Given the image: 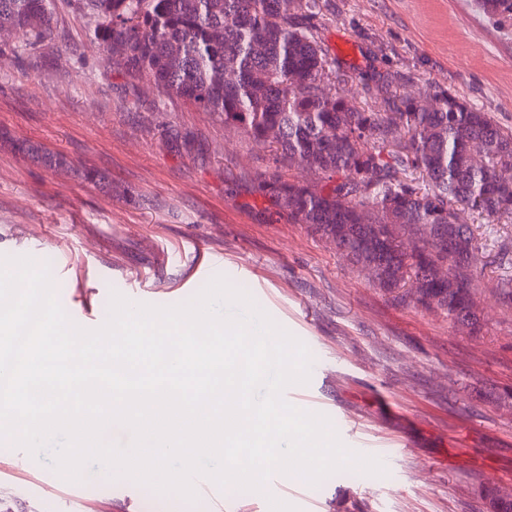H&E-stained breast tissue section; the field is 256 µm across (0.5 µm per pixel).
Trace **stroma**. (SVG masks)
Masks as SVG:
<instances>
[{
  "mask_svg": "<svg viewBox=\"0 0 512 512\" xmlns=\"http://www.w3.org/2000/svg\"><path fill=\"white\" fill-rule=\"evenodd\" d=\"M42 44L0 33V257L51 256L59 300L103 324L112 293L141 287L180 305L200 253L223 257L233 286L296 338L312 337L327 377L318 403L341 442L395 441L385 473L336 472L303 484L286 503L305 512H493L512 500V223L464 214L478 240L471 294L478 322L390 292L309 225L273 214L259 181L317 183L269 146L210 113L160 94L108 64L93 21L74 0H54ZM314 33L335 61V90L374 106L390 92L445 89L512 129V26L472 0H320ZM66 157L49 167L18 149ZM97 171L101 182L84 178ZM100 512H210L208 502L146 486L125 498L100 489ZM15 512H68L22 479L0 484Z\"/></svg>",
  "mask_w": 512,
  "mask_h": 512,
  "instance_id": "1",
  "label": "stroma"
}]
</instances>
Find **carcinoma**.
Masks as SVG:
<instances>
[{"label": "carcinoma", "instance_id": "1", "mask_svg": "<svg viewBox=\"0 0 512 512\" xmlns=\"http://www.w3.org/2000/svg\"><path fill=\"white\" fill-rule=\"evenodd\" d=\"M477 4L512 20V0ZM52 6L0 0V31L24 46L41 43ZM77 7L93 18L109 63L321 175V185L258 184L289 220L375 265L376 283L388 291L414 273L422 279L418 302L476 325V237L458 213L512 219V180H503L512 173V131L450 91L388 93L370 110L330 94L328 54L311 25L319 0H77ZM400 229L414 236L411 247L398 240ZM440 262L454 280L435 276Z\"/></svg>", "mask_w": 512, "mask_h": 512}]
</instances>
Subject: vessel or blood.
Here are the masks:
<instances>
[{
    "label": "vessel or blood",
    "mask_w": 512,
    "mask_h": 512,
    "mask_svg": "<svg viewBox=\"0 0 512 512\" xmlns=\"http://www.w3.org/2000/svg\"><path fill=\"white\" fill-rule=\"evenodd\" d=\"M6 456L8 463L0 467V483L19 476H29L30 482L38 494H52L71 501L75 505V512H96L97 496L90 489L92 483L109 484L114 492L120 494L130 491L127 481L121 478L110 480L103 475L89 474L86 475L84 481L71 482L61 480L60 476L53 472L31 473L24 448L15 445L9 447ZM194 487L197 495L210 503L212 512H224L226 503L224 489L218 487L210 479L201 476L195 477Z\"/></svg>",
    "instance_id": "vessel-or-blood-1"
}]
</instances>
